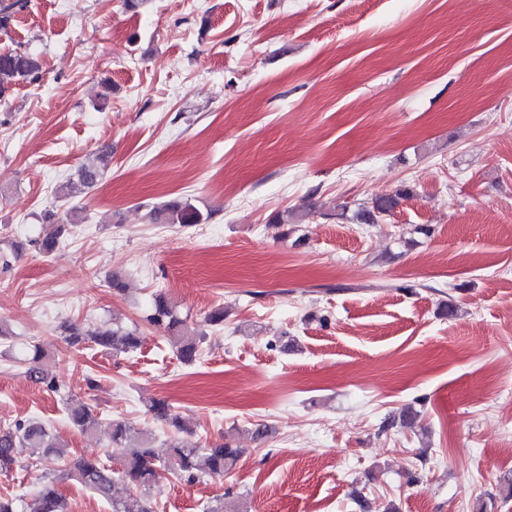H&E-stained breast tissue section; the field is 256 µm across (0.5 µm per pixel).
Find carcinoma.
<instances>
[{
    "instance_id": "obj_1",
    "label": "carcinoma",
    "mask_w": 512,
    "mask_h": 512,
    "mask_svg": "<svg viewBox=\"0 0 512 512\" xmlns=\"http://www.w3.org/2000/svg\"><path fill=\"white\" fill-rule=\"evenodd\" d=\"M25 7V0H13L0 3V29L9 27L16 10ZM42 70L40 57L26 50L15 49L0 53V96L21 81L36 77ZM98 155L87 159L79 167L78 179L71 178L55 188V196L70 199L84 190L93 187L101 175ZM409 195L401 189L393 196L377 199L373 206L361 212L359 219L363 224L376 223L377 215L391 212L400 200ZM209 214L202 212L189 199H175L157 208L152 220L163 224L188 226L202 224ZM66 232V224H58L39 244L44 254L52 253ZM147 321L159 326L176 348V354L185 364L194 363L200 355V343L203 337L194 333L168 305L163 296L155 299L152 313ZM68 343L78 345L89 339L99 348L112 352L135 351L140 346L137 329H130L117 322L112 326H101L93 330H84L69 323L61 325ZM43 350L33 345L27 350L24 360L26 375L45 390L59 395L65 413L71 423L83 433H92L98 426V415L89 403L76 399L69 394L59 393L55 378L44 369ZM150 412L156 419L165 422L176 431L181 430V422L172 407L164 400H156L150 405ZM135 433L134 427L124 420H114L111 424L110 442L112 454L122 463L120 479L128 486V493L119 499L113 498L115 477L112 469L104 461L92 454H84L66 463L67 479L92 491L98 496L112 501L113 512H150L146 494L161 478L164 471L174 469L182 473L187 480L194 481L201 476H222L233 468L241 450L224 442H215L207 447L196 448L173 439L169 444L170 452L165 462H156L151 449L153 437L146 432L139 433L141 448L131 454L126 448ZM26 447L32 453L49 464H57L68 455L67 445L53 433L45 423L35 419H20L0 426V475L12 472L19 463L16 448ZM0 512H67V505L61 494L50 481L42 485L31 500L25 496L3 498L0 496Z\"/></svg>"
}]
</instances>
